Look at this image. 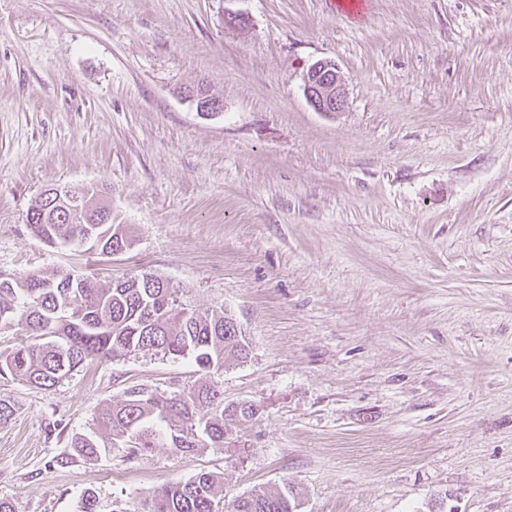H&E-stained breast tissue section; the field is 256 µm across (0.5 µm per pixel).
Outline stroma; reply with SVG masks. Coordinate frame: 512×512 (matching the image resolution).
<instances>
[{
	"label": "stroma",
	"mask_w": 512,
	"mask_h": 512,
	"mask_svg": "<svg viewBox=\"0 0 512 512\" xmlns=\"http://www.w3.org/2000/svg\"><path fill=\"white\" fill-rule=\"evenodd\" d=\"M0 0V275L147 271L249 342L213 382L250 451L62 463L99 408L200 381L189 358L0 381V499L139 507L200 471L300 512H512V0ZM238 16L242 23L228 25ZM327 59L347 106L318 112ZM220 99L198 112L191 93ZM109 189L133 246L45 244L53 186ZM62 430H53L54 422ZM304 93L318 112H341L347 104V90L340 71L330 60H318L304 78Z\"/></svg>",
	"instance_id": "obj_1"
}]
</instances>
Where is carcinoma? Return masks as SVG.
I'll list each match as a JSON object with an SVG mask.
<instances>
[{
    "label": "carcinoma",
    "mask_w": 512,
    "mask_h": 512,
    "mask_svg": "<svg viewBox=\"0 0 512 512\" xmlns=\"http://www.w3.org/2000/svg\"><path fill=\"white\" fill-rule=\"evenodd\" d=\"M27 222L54 247L108 256L121 243L133 244L128 225L90 224L52 195L40 196ZM14 324L38 341L0 351V378L39 390L55 387L89 361L143 351L189 357L210 377L247 358L249 349L231 316L188 308L166 281L148 272L107 285L85 273L1 277L0 329ZM259 414L253 401L224 404L222 392L206 380L173 395L135 385L97 412L96 430L72 436L65 460L95 461L110 448L136 457L160 447L185 455L216 448L242 457L249 448L232 437L227 422L252 424ZM223 485L214 472L169 481L145 501L143 512H298L301 505L299 492L285 486L254 490L227 507Z\"/></svg>",
    "instance_id": "1"
}]
</instances>
